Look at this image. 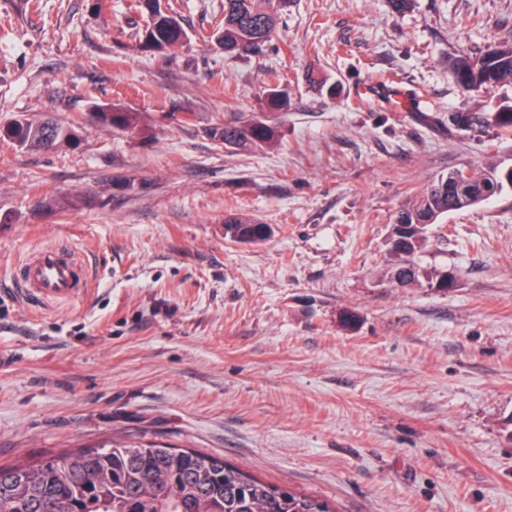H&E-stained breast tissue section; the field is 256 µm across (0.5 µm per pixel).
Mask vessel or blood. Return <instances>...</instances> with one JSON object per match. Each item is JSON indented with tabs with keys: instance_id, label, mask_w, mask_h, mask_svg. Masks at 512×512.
<instances>
[{
	"instance_id": "b4317fda",
	"label": "vessel or blood",
	"mask_w": 512,
	"mask_h": 512,
	"mask_svg": "<svg viewBox=\"0 0 512 512\" xmlns=\"http://www.w3.org/2000/svg\"><path fill=\"white\" fill-rule=\"evenodd\" d=\"M85 277V269L70 251L50 247L37 252L25 265L22 292L33 302L74 301Z\"/></svg>"
}]
</instances>
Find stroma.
<instances>
[{"instance_id":"stroma-1","label":"stroma","mask_w":512,"mask_h":512,"mask_svg":"<svg viewBox=\"0 0 512 512\" xmlns=\"http://www.w3.org/2000/svg\"><path fill=\"white\" fill-rule=\"evenodd\" d=\"M126 4L0 0V125L83 135L0 142V464L152 441L335 512H512V185L430 227L419 264L454 288L396 286L385 245L448 171L512 167V85L448 70L512 44V0H288L240 55L211 37L224 0H170L188 38L155 54ZM391 82L402 107L370 93ZM110 102L140 127L96 125ZM237 117L278 145L224 148L211 130ZM229 217L273 234L230 241ZM54 246L88 284L31 307L21 269ZM48 130L56 132V148L67 146L77 147L81 141L79 131L71 126L65 125L52 119L45 121L31 122L27 119H16L10 124L0 126V139L8 140L22 149L45 150L44 135Z\"/></svg>"}]
</instances>
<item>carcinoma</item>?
<instances>
[{"mask_svg": "<svg viewBox=\"0 0 512 512\" xmlns=\"http://www.w3.org/2000/svg\"><path fill=\"white\" fill-rule=\"evenodd\" d=\"M286 0H224V24L216 38L228 53H255L269 41ZM133 7L148 14L136 32L146 52L174 48L187 38L175 28V16L147 12L142 0ZM458 86L465 92L512 84V44L488 50L480 57L461 53L450 62ZM99 123L117 130L138 127L140 115L115 104H97ZM56 132V145L76 147L79 131L52 119H17L0 126V139L22 149H46L44 135ZM213 139L234 151H252L277 142L278 130L262 119L230 121L211 130ZM503 187L493 172H481L459 183L442 178L412 205L400 210L397 224H436L450 211L492 197ZM267 226L250 220H224V237L234 242L265 241ZM428 238L409 240L390 250L392 274L419 279L415 256ZM0 512H332L317 496L298 494L265 483L223 458L193 449L155 442H107L95 448L63 453L35 466L0 465Z\"/></svg>", "mask_w": 512, "mask_h": 512, "instance_id": "1", "label": "carcinoma"}]
</instances>
